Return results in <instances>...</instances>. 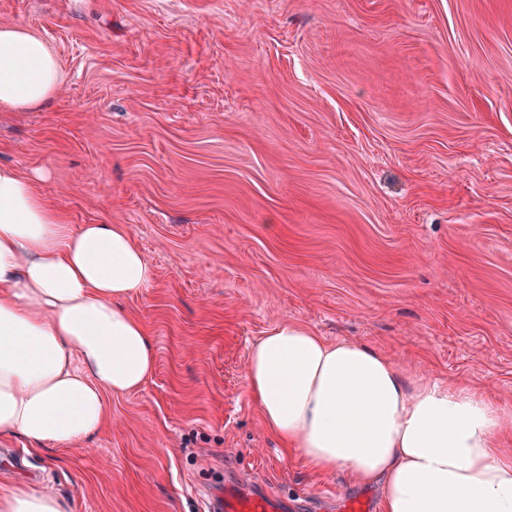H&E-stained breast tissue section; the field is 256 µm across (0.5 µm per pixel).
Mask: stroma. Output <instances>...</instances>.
Instances as JSON below:
<instances>
[{"mask_svg":"<svg viewBox=\"0 0 512 512\" xmlns=\"http://www.w3.org/2000/svg\"><path fill=\"white\" fill-rule=\"evenodd\" d=\"M57 54L0 112V164L155 269L126 301L157 362L66 449L0 440V486L69 512H202L237 476L343 505L379 486L288 458L245 387L294 323L512 413V0H0Z\"/></svg>","mask_w":512,"mask_h":512,"instance_id":"35a3bbf8","label":"stroma"}]
</instances>
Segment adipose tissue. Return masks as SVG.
<instances>
[{
	"instance_id": "obj_1",
	"label": "adipose tissue",
	"mask_w": 512,
	"mask_h": 512,
	"mask_svg": "<svg viewBox=\"0 0 512 512\" xmlns=\"http://www.w3.org/2000/svg\"><path fill=\"white\" fill-rule=\"evenodd\" d=\"M63 72L28 27L0 25V110L41 107ZM153 268L122 224L73 226L38 178L0 166V438L76 444L107 419L106 395L141 389L155 347L124 306ZM247 393L266 428L319 472L380 483L383 512H512V413L475 386L409 379L367 346L291 324L251 346ZM0 512H66L24 484Z\"/></svg>"
}]
</instances>
